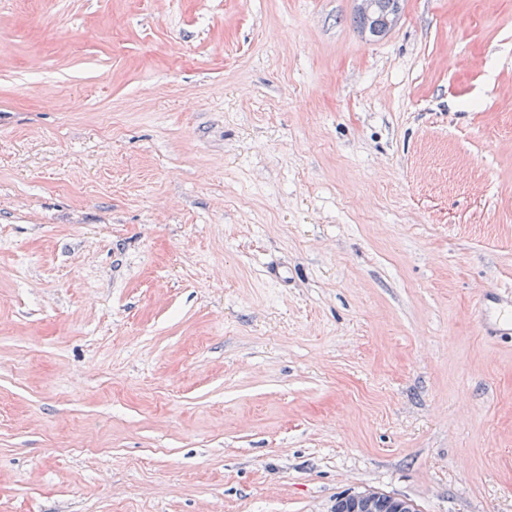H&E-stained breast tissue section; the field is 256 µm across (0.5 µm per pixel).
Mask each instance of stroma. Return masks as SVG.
I'll list each match as a JSON object with an SVG mask.
<instances>
[{
    "label": "stroma",
    "mask_w": 512,
    "mask_h": 512,
    "mask_svg": "<svg viewBox=\"0 0 512 512\" xmlns=\"http://www.w3.org/2000/svg\"><path fill=\"white\" fill-rule=\"evenodd\" d=\"M0 0V512H512V0ZM394 7L388 12H381L377 0H354L355 10L354 22L360 26L363 34L372 38H383L389 34L397 25L401 12L403 0H392ZM340 503L345 507L339 508ZM335 509L344 512H417L412 501L378 492L347 494L336 502L332 511Z\"/></svg>",
    "instance_id": "1"
}]
</instances>
